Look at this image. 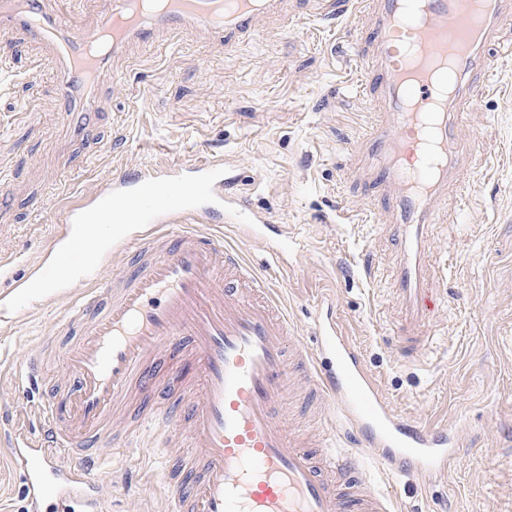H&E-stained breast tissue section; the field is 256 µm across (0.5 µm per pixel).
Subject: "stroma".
<instances>
[{
    "label": "stroma",
    "instance_id": "35a3bbf8",
    "mask_svg": "<svg viewBox=\"0 0 512 512\" xmlns=\"http://www.w3.org/2000/svg\"><path fill=\"white\" fill-rule=\"evenodd\" d=\"M371 24L360 7L332 22L313 0H283L230 46L191 28L157 32L113 59V81L97 90L101 114L83 137L60 125L52 55L0 30V192L10 197L0 211V300L49 258L56 197H95L114 171L136 165L216 155L247 166L245 198L282 227L286 250L230 224L201 231L233 244L272 281L294 338L311 345L317 309L331 303L396 413L460 431L455 466L424 486L366 452L373 486L390 495L395 512H512V54L496 60L499 94L459 115L460 138L475 142V190L464 200L449 196L447 223L433 227L441 302L433 337L411 358L396 336L400 255L364 184V158L353 151L378 108L359 85L346 33L367 38ZM78 270L72 287L0 316V512H28L9 441L16 428L37 433L42 397L63 391L60 358L75 337L59 326L83 285L111 279L118 266L112 259ZM31 356L47 370L35 386L23 369ZM288 424L319 444L358 448L314 394L292 406ZM127 455L138 467L126 468ZM169 459L163 432L153 429L127 441L124 455L102 457L100 512H169Z\"/></svg>",
    "mask_w": 512,
    "mask_h": 512
}]
</instances>
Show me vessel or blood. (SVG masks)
<instances>
[{
    "instance_id": "obj_1",
    "label": "vessel or blood",
    "mask_w": 512,
    "mask_h": 512,
    "mask_svg": "<svg viewBox=\"0 0 512 512\" xmlns=\"http://www.w3.org/2000/svg\"><path fill=\"white\" fill-rule=\"evenodd\" d=\"M277 0H110L93 28L72 29L51 0H0V28L47 45L60 66L61 116L75 131L98 112L96 86L110 62L159 30L193 26L232 42L254 29ZM374 16L370 50L360 69L382 118L364 148L365 173L387 204L401 257L397 299L406 326L398 337L418 353L432 332L436 290L429 276L431 227L449 191L468 194L458 114L498 88L494 58L512 33V0H365ZM248 175L206 158L160 175L149 168L114 176L96 201L68 205L61 234L70 256L133 252L136 268L83 296L68 325L81 340L61 361L72 384L64 401L47 395L38 407L40 441L15 433L11 456L26 479L29 512H41L46 491L60 502L94 501L101 440L113 411L138 389L158 390L159 377L179 380L180 365L203 368L201 398L143 406L140 417L164 430L184 424L199 453L179 458L167 477L173 512H391L390 501L358 476L354 455L298 442L283 418L293 369L328 394L344 421L392 471L432 480L460 446L447 429L426 428L394 414L358 349L332 318L319 315L316 351L293 342L288 317L269 285L237 250L195 229L197 219L250 222L241 192ZM114 220L141 224L138 238L101 234L88 247L75 227L101 203ZM57 265H39L19 294L53 287ZM166 363H158L160 345Z\"/></svg>"
}]
</instances>
